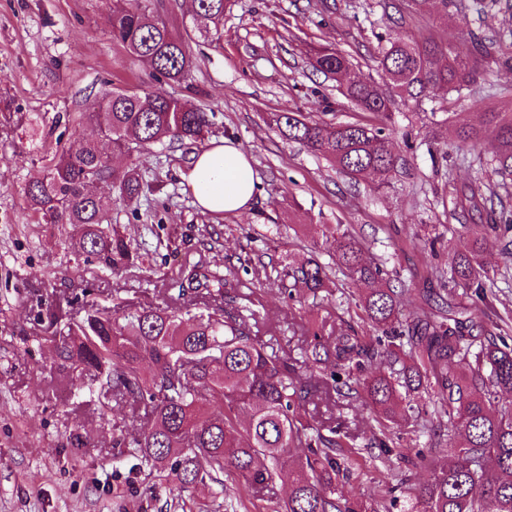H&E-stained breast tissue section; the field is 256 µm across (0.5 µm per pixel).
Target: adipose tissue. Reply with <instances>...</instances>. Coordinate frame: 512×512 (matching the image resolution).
<instances>
[{"instance_id": "1", "label": "adipose tissue", "mask_w": 512, "mask_h": 512, "mask_svg": "<svg viewBox=\"0 0 512 512\" xmlns=\"http://www.w3.org/2000/svg\"><path fill=\"white\" fill-rule=\"evenodd\" d=\"M183 179L197 206L213 214L246 212L256 192L250 156L227 138L198 152Z\"/></svg>"}]
</instances>
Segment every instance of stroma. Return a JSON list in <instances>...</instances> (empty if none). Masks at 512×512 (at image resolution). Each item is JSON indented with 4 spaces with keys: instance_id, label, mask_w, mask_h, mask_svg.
Listing matches in <instances>:
<instances>
[{
    "instance_id": "1",
    "label": "stroma",
    "mask_w": 512,
    "mask_h": 512,
    "mask_svg": "<svg viewBox=\"0 0 512 512\" xmlns=\"http://www.w3.org/2000/svg\"><path fill=\"white\" fill-rule=\"evenodd\" d=\"M111 15L112 0H0V512H159L172 499L182 512H199L209 500L205 488L178 493L165 474L115 453L113 434L138 430L126 411L108 408L98 394L72 402L46 325L37 319L40 303L51 297L69 298L87 286L102 306L157 304L164 275L206 252L235 279L253 283L282 339H290L296 325L316 322L326 341L343 331L370 345L378 333L356 305L367 287L333 267L329 229L337 225L404 285V314L421 313L426 297L439 292L453 293L477 322L512 313V261L501 244L482 256L496 273L487 300L450 287L446 276L463 245L451 229L487 225L512 212V183L465 199L496 152L494 137L473 147L451 142L453 127L512 109V66L502 63L512 56L506 0L480 14L445 16L430 0H227L220 44L190 42L195 68L186 80L162 85L147 62L113 41ZM392 31L433 39L464 59L472 37H481L486 74L471 92L443 90L430 101L397 102L390 134L403 169L383 188L371 176L351 180L288 141L270 118L300 112L320 122L381 126L380 115L344 96L335 75L313 69L311 50L335 47L352 75L384 88L378 56L382 37ZM157 85L212 114L213 138L234 139L248 152L256 196L242 215L201 212L182 180L198 151L194 145L168 140L119 157V166L135 162L160 188L113 207V222L140 246L142 262L130 272L106 274L61 245L59 228L43 224L25 189L72 145L75 131H91L87 113L104 92ZM313 255L332 266L331 288L288 300L277 278L282 260L300 263ZM431 404V395H420L418 413L391 429L390 450L371 445L376 423L366 407H335L352 436L340 453L351 470L337 481L345 498L365 510L410 512V488L431 473L417 464L416 451L436 448L435 459L443 462L454 448Z\"/></svg>"
}]
</instances>
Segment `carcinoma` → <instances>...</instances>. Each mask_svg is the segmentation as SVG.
<instances>
[{"instance_id":"carcinoma-1","label":"carcinoma","mask_w":512,"mask_h":512,"mask_svg":"<svg viewBox=\"0 0 512 512\" xmlns=\"http://www.w3.org/2000/svg\"><path fill=\"white\" fill-rule=\"evenodd\" d=\"M195 31L203 39L220 34L224 0H196ZM112 37L130 56L144 59L160 77L180 82L194 67L187 38L174 35L150 7V0H112ZM379 66L394 93L367 80H352L346 97L364 112L391 116L396 98L421 102L440 89L478 86L475 66L435 43L390 36ZM312 67L336 77L347 73L344 56L334 47L314 52ZM483 127H460L458 141L473 143L494 134L498 151L490 173L512 181V111L483 113ZM96 134L80 136L61 153L45 176L27 186L30 208L47 224L78 228L73 247L100 268L119 274L139 267L142 255L112 223V207L139 198L145 181L139 169L113 164L115 154L130 156L165 138L201 142L209 133L206 113L159 90L114 89L89 112ZM273 122L291 142L320 154L355 178L372 174L382 184L398 172V158L385 128L359 123L328 124L294 112ZM112 182V195L99 192ZM468 240L456 255L449 280L486 288L482 255L492 243L486 233L466 229ZM336 265L345 275L371 286L358 305L366 320L391 329L389 339L362 345L341 332L333 342L318 336L294 358L280 344L265 343L255 330L268 327L251 297L228 281L223 266L203 257L186 260L163 284V304L120 314L88 301L83 315L66 317L47 311L48 337L59 366L79 390L98 391L118 407L143 413L146 425L132 437H112V447L140 464L168 467L180 490L203 484L211 490L208 512H227L224 474L232 471L259 497L276 499L274 489L288 484V498L274 512H355L338 492L344 447L342 424L324 421L312 427L299 410L316 399L364 401L377 414L382 439L390 425L415 411L417 395L431 389L437 397L433 416L446 422L448 436L462 442L448 460L433 467L431 478L413 489L415 512H512V409L499 406L512 393V345L509 322L466 323L451 303L402 319L404 289L374 287L383 274L363 257V246L347 231L332 230ZM288 297L329 287L327 266L311 257L279 272ZM318 367L313 383L301 381L297 364ZM379 363L384 369L368 372ZM348 370L353 382L340 381L336 369ZM295 448L304 449L296 468L286 467Z\"/></svg>"}]
</instances>
